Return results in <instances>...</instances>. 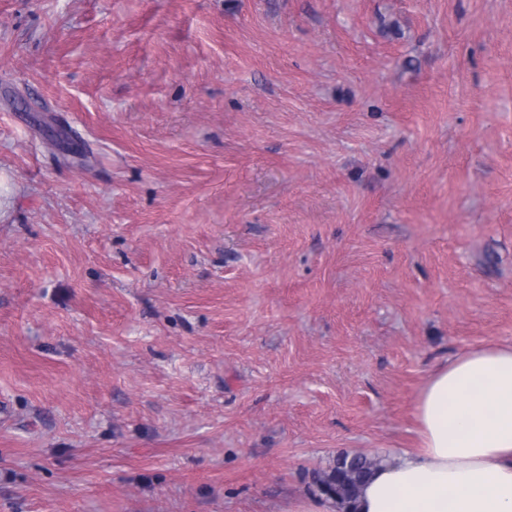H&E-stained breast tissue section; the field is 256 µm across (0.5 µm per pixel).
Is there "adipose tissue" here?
Here are the masks:
<instances>
[{
    "label": "adipose tissue",
    "instance_id": "obj_1",
    "mask_svg": "<svg viewBox=\"0 0 512 512\" xmlns=\"http://www.w3.org/2000/svg\"><path fill=\"white\" fill-rule=\"evenodd\" d=\"M415 409L420 448L374 470L357 512H512V344L445 360Z\"/></svg>",
    "mask_w": 512,
    "mask_h": 512
}]
</instances>
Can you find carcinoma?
Masks as SVG:
<instances>
[{"mask_svg":"<svg viewBox=\"0 0 512 512\" xmlns=\"http://www.w3.org/2000/svg\"><path fill=\"white\" fill-rule=\"evenodd\" d=\"M374 467L375 461L363 454H340L328 471L315 478L316 492L335 500L343 512H352L359 486Z\"/></svg>","mask_w":512,"mask_h":512,"instance_id":"obj_1","label":"carcinoma"}]
</instances>
